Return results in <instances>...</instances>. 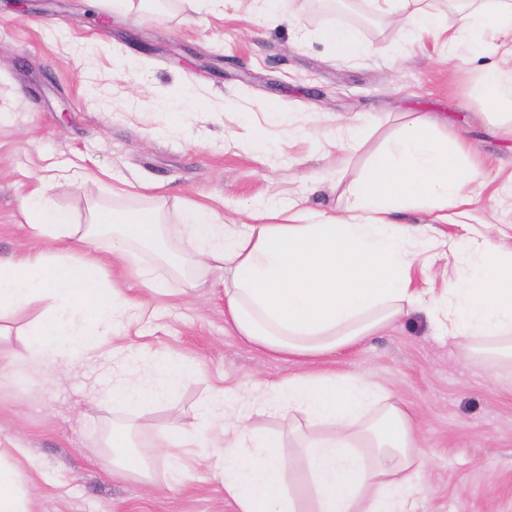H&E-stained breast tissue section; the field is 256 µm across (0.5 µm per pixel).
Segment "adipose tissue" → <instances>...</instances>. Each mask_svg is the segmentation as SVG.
Here are the masks:
<instances>
[{
  "label": "adipose tissue",
  "mask_w": 512,
  "mask_h": 512,
  "mask_svg": "<svg viewBox=\"0 0 512 512\" xmlns=\"http://www.w3.org/2000/svg\"><path fill=\"white\" fill-rule=\"evenodd\" d=\"M493 39L501 61L483 71L481 96L493 109L512 110V0L489 8L460 0L449 47L479 48ZM439 126L432 117H410L349 187L345 212L312 224L304 211L278 206L224 224L203 205L170 226L154 209L99 210L79 224L37 189L23 203L24 217L33 237L55 250L0 257V320L42 302L23 355L37 372L92 353L117 334L129 308L124 288L103 265L75 256L110 226L118 231L113 254L130 265L138 247L163 235L185 242L182 270H219L225 323L271 354L333 357L422 313L467 356L476 355L481 340L496 359L511 361L512 243L492 221L471 225L476 147L457 134L439 135ZM415 209L427 210L432 223L400 222ZM440 224L467 227L469 236L453 250V273L436 290L418 286L414 275L428 273L445 247ZM196 372L180 358L147 353L141 365L118 372L112 399L135 413L167 399ZM256 415L287 424V433L258 431L251 424ZM288 438L290 455L283 451ZM108 445L117 469L145 475L160 454L181 472L205 459L234 512H416L428 456L414 416L382 384L333 371L265 382L248 396L221 389L201 404L191 428L173 429L160 448L132 449L124 426ZM30 505L22 473L0 455V512H32Z\"/></svg>",
  "instance_id": "1"
}]
</instances>
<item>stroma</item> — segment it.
Wrapping results in <instances>:
<instances>
[{
    "label": "stroma",
    "mask_w": 512,
    "mask_h": 512,
    "mask_svg": "<svg viewBox=\"0 0 512 512\" xmlns=\"http://www.w3.org/2000/svg\"><path fill=\"white\" fill-rule=\"evenodd\" d=\"M324 14L353 28L369 53L335 60L317 29ZM499 59L492 46L449 55L446 33L410 34L373 0L329 13L321 0H291L279 23L265 20L258 0H30L22 15L0 0V256L46 249L31 236L22 202L51 172L55 203L81 222L92 206H157L164 223L177 224L192 203L224 221L272 199L311 215L341 212L347 187L409 112L477 142L474 190L486 212L512 225L504 182L512 137L477 91L482 70ZM161 96L190 102L172 122ZM279 112L289 123L276 120ZM257 121L286 148L251 146L247 129ZM343 123L358 130L354 149L336 143ZM74 164L93 180H67ZM127 183L140 194L113 195ZM111 246L104 233L84 254L107 264L131 302L114 343L40 374L18 371L38 302L0 338V367L13 373L0 386V452L34 486L33 512H232L205 464L176 476L160 456L146 480L114 468L107 436L130 423L135 444H156L163 430L190 426L199 401L218 389L312 369L370 377L415 413L429 450L418 512H512V365L467 358L421 316L333 358L277 357L228 331L215 273H202L186 296L180 274L143 249L141 264L167 281L152 292L113 262ZM116 345L133 362L168 353L202 372L133 419L103 402Z\"/></svg>",
    "instance_id": "35a3bbf8"
}]
</instances>
